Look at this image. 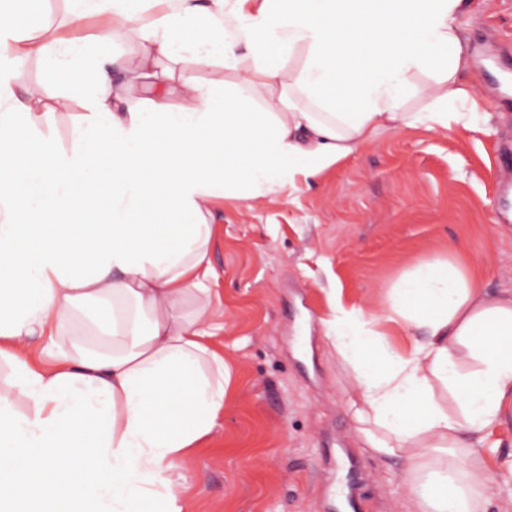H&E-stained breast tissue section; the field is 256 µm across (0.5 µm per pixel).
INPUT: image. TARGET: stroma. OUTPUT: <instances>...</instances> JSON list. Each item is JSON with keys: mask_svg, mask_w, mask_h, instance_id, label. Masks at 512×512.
<instances>
[{"mask_svg": "<svg viewBox=\"0 0 512 512\" xmlns=\"http://www.w3.org/2000/svg\"><path fill=\"white\" fill-rule=\"evenodd\" d=\"M42 23L75 37L104 36L105 18L72 20L49 0ZM465 80L490 122L382 132L320 175L265 198H214L212 286L224 306L216 339L231 371L214 432L186 458L189 512H336L356 492L362 512H401L396 458L361 450L352 369L332 354L327 289L366 306L413 265L457 251L489 293L512 289V99L496 85L494 57L512 49V0H469L460 19ZM26 100L43 88L59 143L81 112L44 85L37 59L17 72Z\"/></svg>", "mask_w": 512, "mask_h": 512, "instance_id": "obj_1", "label": "stroma"}]
</instances>
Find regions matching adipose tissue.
I'll list each match as a JSON object with an SVG mask.
<instances>
[{
  "label": "adipose tissue",
  "mask_w": 512,
  "mask_h": 512,
  "mask_svg": "<svg viewBox=\"0 0 512 512\" xmlns=\"http://www.w3.org/2000/svg\"><path fill=\"white\" fill-rule=\"evenodd\" d=\"M45 0H0V512H187L180 471L224 408L230 370L210 282L209 201L319 175L387 130L488 123L462 79L468 0H70L136 30L141 63L112 82L101 42L31 32ZM304 51L301 69L286 60ZM231 81L170 82L161 60ZM38 57L85 111L68 147L21 103ZM428 83L416 85L415 75ZM148 95L137 112L122 90ZM434 108L404 109L413 92ZM464 111H456V104ZM109 351L70 349L83 304ZM325 336L354 372L365 448L404 462L405 512H488V438L512 404V290L489 294L459 253L416 265L372 311L333 298ZM409 331L405 349L381 331ZM50 360L32 362L31 338ZM27 410H20L18 400ZM15 83V93L17 98L21 101L27 99V91L29 88L43 83L41 66L36 58L29 59L17 72ZM175 78L182 73H191L201 82L221 83L230 80L232 76L224 72V68L218 64L198 65L194 61L186 59L176 63H169Z\"/></svg>",
  "instance_id": "ef3b65f1"
}]
</instances>
